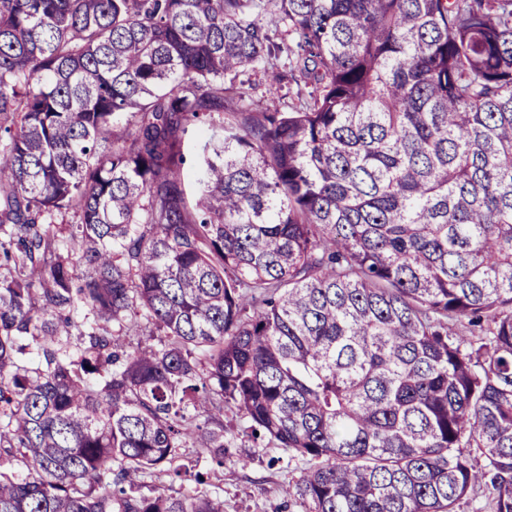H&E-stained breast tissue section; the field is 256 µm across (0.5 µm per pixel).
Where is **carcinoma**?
Segmentation results:
<instances>
[{
	"instance_id": "carcinoma-1",
	"label": "carcinoma",
	"mask_w": 512,
	"mask_h": 512,
	"mask_svg": "<svg viewBox=\"0 0 512 512\" xmlns=\"http://www.w3.org/2000/svg\"><path fill=\"white\" fill-rule=\"evenodd\" d=\"M0 256V512H512V0H0ZM242 428L239 415L224 409L228 452L222 469L210 471L212 466L199 448H180V463L188 465L192 474L209 472V481L224 499V512H275L283 508L285 487L295 483L306 463L291 460L273 442H254Z\"/></svg>"
}]
</instances>
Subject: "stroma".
<instances>
[{
    "label": "stroma",
    "instance_id": "stroma-1",
    "mask_svg": "<svg viewBox=\"0 0 512 512\" xmlns=\"http://www.w3.org/2000/svg\"><path fill=\"white\" fill-rule=\"evenodd\" d=\"M242 428L239 415L225 411L224 440L228 452L222 469L212 470L199 449L183 448L179 454L182 463L190 468V475L174 481L161 466L154 472L151 486L187 493L195 488L193 473L206 472L224 500V512H279L285 487L295 483L305 463L290 459L287 451L275 443L253 441Z\"/></svg>",
    "mask_w": 512,
    "mask_h": 512
}]
</instances>
